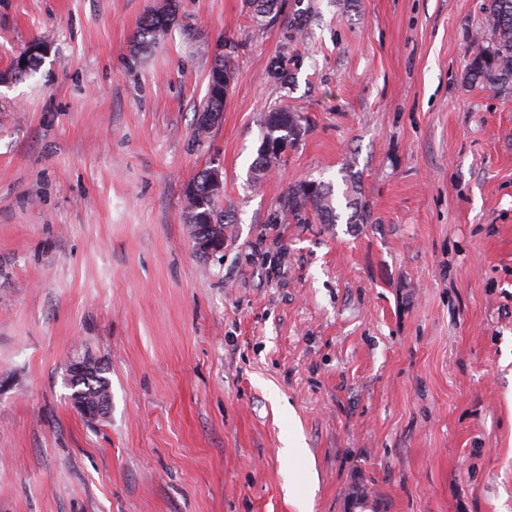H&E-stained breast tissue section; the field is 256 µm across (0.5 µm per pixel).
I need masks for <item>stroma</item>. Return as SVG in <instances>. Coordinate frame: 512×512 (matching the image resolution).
<instances>
[{"instance_id": "35a3bbf8", "label": "stroma", "mask_w": 512, "mask_h": 512, "mask_svg": "<svg viewBox=\"0 0 512 512\" xmlns=\"http://www.w3.org/2000/svg\"><path fill=\"white\" fill-rule=\"evenodd\" d=\"M0 0V512H512V86L484 0ZM234 74L208 138L215 56ZM285 106L300 142L254 179ZM220 168L224 252L183 190ZM360 177L365 224L296 223ZM92 358L111 407L71 401ZM301 441L291 462L280 448ZM163 9L164 7L159 10H151L142 18L134 35V40L138 45L148 46L156 44L164 39L170 29L174 27L178 1H169V10L167 13H162ZM489 41L474 39L466 74L496 92L512 84V0H485ZM45 54H47V47L43 42H31L15 60H21L20 64L15 65L14 61L11 67L1 74L0 83L17 81L30 76L40 67ZM304 121L301 113L290 110L288 107L276 108L268 113L261 128L260 145L252 166L255 179L263 177L268 167H272L281 160L283 155L274 151L275 143L279 145L280 140L283 139L288 140L287 143H290L291 147L297 144L305 133ZM283 209L297 223H304L309 214L321 224H335L339 219L335 206L333 183L324 181L304 180L288 189ZM84 364L79 361L75 362L70 369V376L72 380H76L81 377L84 372ZM105 370L100 367L94 366L93 372H90L87 376L79 380L78 383H74L71 380V388L73 392L71 394L72 399L75 397L77 392H81V398L88 404H94V397L97 392L103 390L109 392V380L103 376ZM81 381V382H80ZM76 405H74L84 416L91 420H96L104 417L110 408V399H107L99 404L93 406L85 405L80 399H75Z\"/></svg>"}]
</instances>
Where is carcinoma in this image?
<instances>
[{"label": "carcinoma", "instance_id": "1", "mask_svg": "<svg viewBox=\"0 0 512 512\" xmlns=\"http://www.w3.org/2000/svg\"><path fill=\"white\" fill-rule=\"evenodd\" d=\"M178 0H169V10H152L141 20L134 35L137 44L148 46L164 39L176 22ZM485 21L491 33L489 40L483 37L474 39V47L466 65L468 78L479 81L485 88L496 92L512 84V0H485ZM47 47L34 41L18 56L20 64L0 74V83L21 80L30 76L41 65ZM233 80V72L227 67L224 58L214 60L208 76L207 99L202 107L204 112L221 115L227 89L224 81ZM301 113L286 107L276 108L268 113L261 128L260 145L252 166L256 178L264 176V171L282 158L274 151L278 140H286L296 145L305 133ZM210 169L206 168L191 178L184 188L186 219L191 237L204 229L217 237H224V210L220 199L208 191ZM343 185L342 196L345 208L349 210L347 223L366 224L369 219L368 205L360 190L359 177L350 169L339 171ZM283 209L298 223H304L314 216L322 224H335L339 219L335 206L334 186L331 182L301 181L288 189ZM73 392L81 393V398L94 404L97 392L109 390V380L103 376V369L96 366L93 372L78 383H71Z\"/></svg>", "mask_w": 512, "mask_h": 512}]
</instances>
